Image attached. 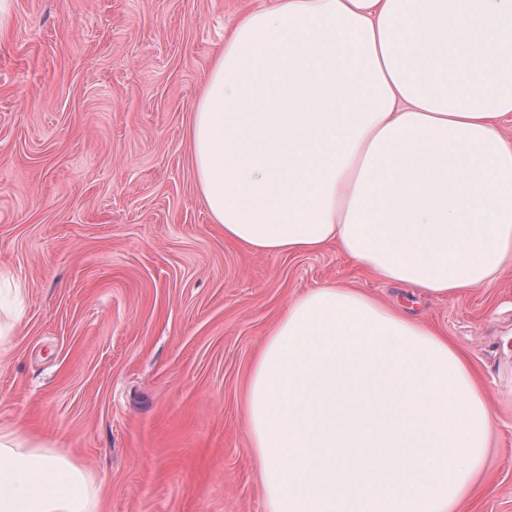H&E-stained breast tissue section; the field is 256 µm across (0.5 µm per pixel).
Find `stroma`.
<instances>
[{
    "label": "stroma",
    "instance_id": "stroma-1",
    "mask_svg": "<svg viewBox=\"0 0 512 512\" xmlns=\"http://www.w3.org/2000/svg\"><path fill=\"white\" fill-rule=\"evenodd\" d=\"M261 0H7L0 271L23 294L0 424L84 466L99 512H265L244 388L285 306L336 281L447 336L494 426L470 512H512V267L431 297L338 248L225 241L197 189L191 115Z\"/></svg>",
    "mask_w": 512,
    "mask_h": 512
}]
</instances>
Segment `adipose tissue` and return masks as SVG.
Masks as SVG:
<instances>
[{
  "label": "adipose tissue",
  "instance_id": "1",
  "mask_svg": "<svg viewBox=\"0 0 512 512\" xmlns=\"http://www.w3.org/2000/svg\"><path fill=\"white\" fill-rule=\"evenodd\" d=\"M512 0H264L189 135L226 241L338 246L440 297L512 258ZM267 512H468L491 413L446 337L338 283L287 306L245 391ZM92 475L0 428V512H97Z\"/></svg>",
  "mask_w": 512,
  "mask_h": 512
}]
</instances>
